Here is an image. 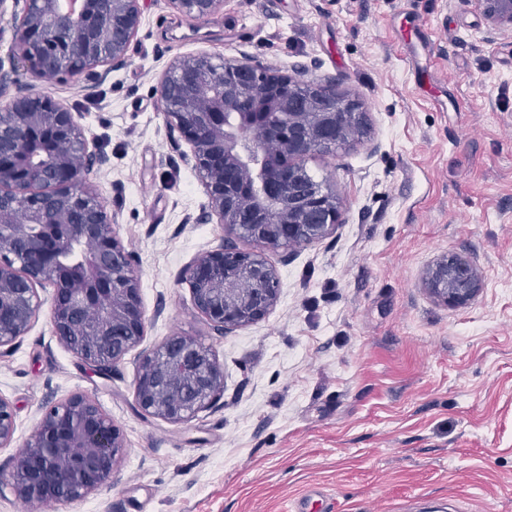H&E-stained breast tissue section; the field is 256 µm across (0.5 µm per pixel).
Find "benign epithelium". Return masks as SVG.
Returning <instances> with one entry per match:
<instances>
[{"mask_svg":"<svg viewBox=\"0 0 512 512\" xmlns=\"http://www.w3.org/2000/svg\"><path fill=\"white\" fill-rule=\"evenodd\" d=\"M13 2V40L38 78L86 73L97 81L126 64L142 22L141 0H0ZM204 20L226 0H167ZM489 30H512V0H473ZM103 71H97V68ZM0 62V100L10 115L0 130V348L30 330L53 288L54 335L76 358L104 372L145 335L146 315L132 254L112 229L92 183L105 164L71 108L18 90ZM166 127L191 146L208 208L232 235L181 271L197 312L224 334L264 320L280 297L277 269L264 251L293 250L343 223L336 193L310 178L303 161L362 135L357 101L331 79L300 81L286 69L241 54L214 63L176 58L156 88ZM247 241L262 247H242ZM423 288L446 307H464L483 289L464 256L430 263ZM224 392V367L196 338L167 337L141 354L134 395L147 416L179 424ZM16 433L14 407L0 396V447ZM122 431L85 392L46 401L23 450L0 469L27 503L83 500L112 483L124 454Z\"/></svg>","mask_w":512,"mask_h":512,"instance_id":"benign-epithelium-1","label":"benign epithelium"}]
</instances>
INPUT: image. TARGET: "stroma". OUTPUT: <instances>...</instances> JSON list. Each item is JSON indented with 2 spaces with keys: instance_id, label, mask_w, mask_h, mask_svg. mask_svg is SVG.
Wrapping results in <instances>:
<instances>
[{
  "instance_id": "stroma-1",
  "label": "stroma",
  "mask_w": 512,
  "mask_h": 512,
  "mask_svg": "<svg viewBox=\"0 0 512 512\" xmlns=\"http://www.w3.org/2000/svg\"><path fill=\"white\" fill-rule=\"evenodd\" d=\"M127 62L97 83H50L0 63L17 88L68 104L106 162L95 180L134 256L144 340L107 374L53 333L51 288L30 331L0 349V397L20 452L49 396L87 393L124 436L112 484L53 512H512V32L489 34L473 0H227L205 21L142 0ZM249 54L336 81L359 102L362 139L306 158L342 202L332 237L267 252L270 315L217 335L181 269L218 246L189 145L156 95L179 56ZM458 253L484 288L449 309L426 266ZM183 334L212 349L224 394L192 419L141 414L143 351Z\"/></svg>"
}]
</instances>
